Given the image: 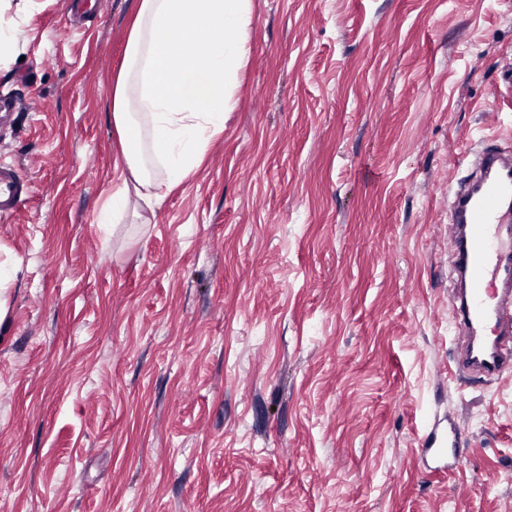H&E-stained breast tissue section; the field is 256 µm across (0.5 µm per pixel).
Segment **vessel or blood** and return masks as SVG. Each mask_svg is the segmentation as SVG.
Returning <instances> with one entry per match:
<instances>
[{"instance_id": "1", "label": "vessel or blood", "mask_w": 512, "mask_h": 512, "mask_svg": "<svg viewBox=\"0 0 512 512\" xmlns=\"http://www.w3.org/2000/svg\"><path fill=\"white\" fill-rule=\"evenodd\" d=\"M27 192L14 166L0 165V217ZM455 269L464 292L453 305L458 373H512V154L484 149L472 182L449 201Z\"/></svg>"}]
</instances>
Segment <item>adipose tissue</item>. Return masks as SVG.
I'll list each match as a JSON object with an SVG mask.
<instances>
[{
	"mask_svg": "<svg viewBox=\"0 0 512 512\" xmlns=\"http://www.w3.org/2000/svg\"><path fill=\"white\" fill-rule=\"evenodd\" d=\"M253 14V0H136L112 77L123 185L101 223H117L133 202L155 209L199 170L237 104Z\"/></svg>",
	"mask_w": 512,
	"mask_h": 512,
	"instance_id": "obj_1",
	"label": "adipose tissue"
}]
</instances>
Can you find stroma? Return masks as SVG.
Instances as JSON below:
<instances>
[{
    "mask_svg": "<svg viewBox=\"0 0 512 512\" xmlns=\"http://www.w3.org/2000/svg\"><path fill=\"white\" fill-rule=\"evenodd\" d=\"M40 2L0 71V512H512V378L457 379L448 304V196L512 147V0H255L224 133L143 234L99 224L135 0ZM27 193L24 181L13 165H0V217L13 216ZM1 256L2 252L5 253L6 257L0 260V321L2 316L6 313V292L11 288L17 281L21 266L17 259L12 257L7 250L0 246Z\"/></svg>",
    "mask_w": 512,
    "mask_h": 512,
    "instance_id": "stroma-1",
    "label": "stroma"
}]
</instances>
